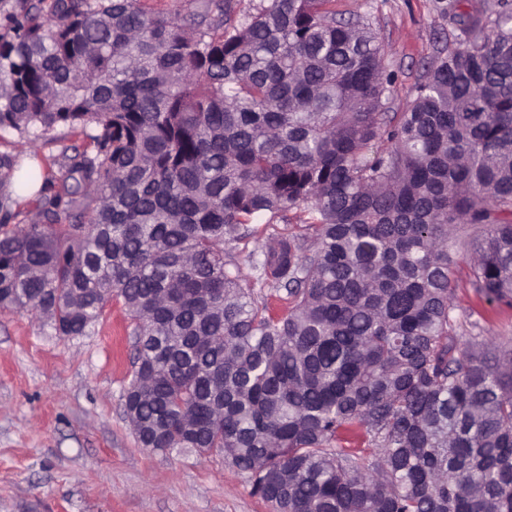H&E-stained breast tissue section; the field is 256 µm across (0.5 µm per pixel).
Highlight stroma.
Here are the masks:
<instances>
[{
    "label": "stroma",
    "instance_id": "stroma-1",
    "mask_svg": "<svg viewBox=\"0 0 512 512\" xmlns=\"http://www.w3.org/2000/svg\"><path fill=\"white\" fill-rule=\"evenodd\" d=\"M444 2L336 0L385 43L392 111L410 107L438 41L454 30ZM130 331L117 300L77 337L0 309V512H270L221 458L139 447L123 415Z\"/></svg>",
    "mask_w": 512,
    "mask_h": 512
}]
</instances>
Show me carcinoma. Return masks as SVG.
<instances>
[{
    "mask_svg": "<svg viewBox=\"0 0 512 512\" xmlns=\"http://www.w3.org/2000/svg\"><path fill=\"white\" fill-rule=\"evenodd\" d=\"M451 9L469 40L391 112L386 46L336 0L32 6L0 139L82 143L59 185L0 152V308L71 337L122 301L140 446L219 457L273 512H512V338L454 330L463 256L512 307V0ZM141 6L148 12H180L189 15L199 10V0H140Z\"/></svg>",
    "mask_w": 512,
    "mask_h": 512,
    "instance_id": "1",
    "label": "carcinoma"
}]
</instances>
